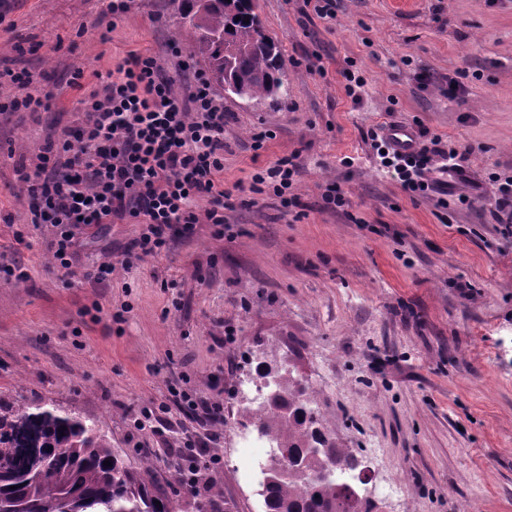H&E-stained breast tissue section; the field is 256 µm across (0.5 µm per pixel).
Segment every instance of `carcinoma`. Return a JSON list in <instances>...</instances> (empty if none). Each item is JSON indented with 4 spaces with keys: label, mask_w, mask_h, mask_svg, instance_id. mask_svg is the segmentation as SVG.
Wrapping results in <instances>:
<instances>
[{
    "label": "carcinoma",
    "mask_w": 512,
    "mask_h": 512,
    "mask_svg": "<svg viewBox=\"0 0 512 512\" xmlns=\"http://www.w3.org/2000/svg\"><path fill=\"white\" fill-rule=\"evenodd\" d=\"M255 18L254 0H243L232 14L225 11L224 0H182L180 26L189 33L190 49L205 62L211 81L239 84L251 100H277L287 93L280 52L257 39ZM220 36L241 49L227 79ZM278 385L281 402L265 405L258 419L288 469L299 463L303 472L271 475L264 483L266 512H376L371 500L353 498V486L309 478L328 459L340 471L357 469L359 461L337 443L311 407L304 385L289 373L280 376ZM317 443L329 454H308ZM31 446L47 449L46 471L32 470L19 459L1 464L0 512H179L176 501L152 490L150 461L142 459L137 466L126 462L90 420L46 404L0 409V448ZM106 460L111 465H104Z\"/></svg>",
    "instance_id": "carcinoma-1"
}]
</instances>
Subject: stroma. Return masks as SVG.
<instances>
[{
  "label": "stroma",
  "mask_w": 512,
  "mask_h": 512,
  "mask_svg": "<svg viewBox=\"0 0 512 512\" xmlns=\"http://www.w3.org/2000/svg\"><path fill=\"white\" fill-rule=\"evenodd\" d=\"M180 3L133 0L104 42L89 26L104 0H0V70L56 96L0 118V267L13 271L0 274V400L93 419L119 453L150 459L181 512L197 499L178 489L177 449L194 434L231 512H264L226 456L244 417L212 418L169 389L226 405L242 382L289 371L359 458L360 496L396 483L386 512H512V241L490 207L512 179V0H336L332 19L304 0H256L288 96L225 98L224 185L295 153L296 205H236L224 228L197 225L129 269L117 262L140 225L92 226L78 271L116 269L65 284L15 169L81 120L77 100L129 52L176 72L166 46ZM390 122L471 146L447 204L407 194L382 166L367 134ZM330 184L350 207L323 208ZM159 405L161 431H135Z\"/></svg>",
  "instance_id": "35a3bbf8"
}]
</instances>
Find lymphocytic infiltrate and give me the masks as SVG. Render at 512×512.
<instances>
[{
    "label": "lymphocytic infiltrate",
    "instance_id": "1",
    "mask_svg": "<svg viewBox=\"0 0 512 512\" xmlns=\"http://www.w3.org/2000/svg\"><path fill=\"white\" fill-rule=\"evenodd\" d=\"M13 95L0 101V112L50 109L55 95L27 92L22 74L8 72ZM82 123L45 143L36 164L20 172L33 224L57 228L54 258L65 277H74L78 230L95 224L133 219L143 230L123 263L161 254L175 236L193 233L196 225H223L230 207L224 189V105L210 79L196 71L184 90H176L156 56L129 53L100 79L98 90L79 101ZM370 138L408 193L436 189L430 178L431 150L421 146L416 158L402 159L382 129ZM295 156L254 170L249 190L293 206Z\"/></svg>",
    "mask_w": 512,
    "mask_h": 512
}]
</instances>
